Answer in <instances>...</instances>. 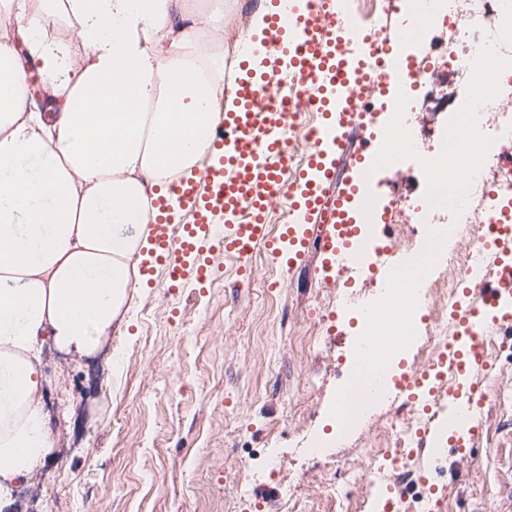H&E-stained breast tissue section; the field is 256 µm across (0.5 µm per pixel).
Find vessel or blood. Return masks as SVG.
Here are the masks:
<instances>
[{"label": "vessel or blood", "instance_id": "obj_1", "mask_svg": "<svg viewBox=\"0 0 512 512\" xmlns=\"http://www.w3.org/2000/svg\"><path fill=\"white\" fill-rule=\"evenodd\" d=\"M266 25L251 38L235 79L237 108L214 118L213 137L195 173L177 190L183 201L180 227H172L162 200L148 228L157 257L166 263L172 284L193 279L205 284L214 268L199 263L206 252L245 258L264 245L273 260L293 266L306 254L321 258L322 279L337 272H375L356 245L362 223L378 220L377 200L366 185L377 171H394L395 158L377 151L378 136L365 130L364 108L375 99H393L423 73L399 52L411 37L403 26L385 30L350 22L341 0H261ZM311 106L322 119L305 165L289 174L288 131ZM288 206V222L272 234L268 211ZM486 259L478 285L463 288L455 333L432 366L408 377L406 390L431 382L448 396L440 411L458 443H466L472 419L459 394L472 376L489 366L484 323L512 328V214L493 207L487 215ZM373 389L339 398L344 420L371 401Z\"/></svg>", "mask_w": 512, "mask_h": 512}]
</instances>
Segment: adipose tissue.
<instances>
[{
    "instance_id": "ef3b65f1",
    "label": "adipose tissue",
    "mask_w": 512,
    "mask_h": 512,
    "mask_svg": "<svg viewBox=\"0 0 512 512\" xmlns=\"http://www.w3.org/2000/svg\"><path fill=\"white\" fill-rule=\"evenodd\" d=\"M8 5L27 51L0 42V512L53 446L45 337L86 354L123 322L148 194L208 147L210 82L224 75L223 55L201 54L196 38L221 36L223 0H207L193 30L177 24L178 0H64L78 65L29 23L32 0ZM33 58L57 106L48 118L28 91Z\"/></svg>"
}]
</instances>
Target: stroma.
I'll use <instances>...</instances> for the list:
<instances>
[{"mask_svg":"<svg viewBox=\"0 0 512 512\" xmlns=\"http://www.w3.org/2000/svg\"><path fill=\"white\" fill-rule=\"evenodd\" d=\"M249 0H224V82L255 31ZM206 289L171 288L152 265L125 322L85 356L44 347L54 447L14 512H379L341 466L374 447L399 404L377 402L351 428L333 408L358 328L342 280L309 258L294 271L257 247L216 252ZM334 332L314 340L315 307ZM489 383L471 459L443 449L435 512H512V332L488 337ZM104 387H97V380Z\"/></svg>","mask_w":512,"mask_h":512,"instance_id":"obj_1","label":"stroma"}]
</instances>
